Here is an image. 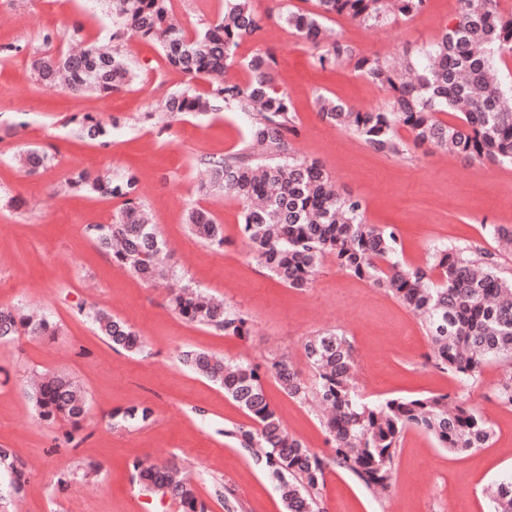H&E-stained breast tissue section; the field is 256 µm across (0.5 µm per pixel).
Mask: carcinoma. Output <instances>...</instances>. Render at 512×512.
<instances>
[{
    "instance_id": "cac0c4a2",
    "label": "carcinoma",
    "mask_w": 512,
    "mask_h": 512,
    "mask_svg": "<svg viewBox=\"0 0 512 512\" xmlns=\"http://www.w3.org/2000/svg\"><path fill=\"white\" fill-rule=\"evenodd\" d=\"M312 10L288 9L281 20L314 46L324 44L315 63L322 68L343 62L388 93L386 104L358 110L320 95L319 117L350 130L376 151L400 156L405 144L399 129L416 144L451 147L465 159L512 167V89L490 80L497 60L512 55V13L500 0H457L456 22L422 55L400 62L378 54L360 55L339 37H327L324 21L343 17L367 27H381L393 17L420 13L427 0H314ZM112 23L158 46L167 63L191 77L221 73L235 64L241 42L257 37L264 20L251 0H225L224 13L190 37L170 14L169 0H112ZM35 81L45 87L64 86L73 94L109 95L133 80V73L115 52L92 42L58 57L35 55L30 62ZM275 59L257 53L248 63L245 82L226 79L207 94L192 88L168 97L163 109L172 116L205 115L222 103L247 112L251 123L243 147L222 157H205V193L226 192L243 204L240 234L254 260L289 288L309 284L320 260L333 258L345 272L390 294L423 316L432 344L427 362L462 380L476 378L491 362L512 368V279L500 275L490 255L479 248L436 245L425 265L411 267L397 256L399 238L393 226L369 224L362 201L333 189L328 173L316 162L291 154L289 141L299 135L285 93L274 83ZM81 137L105 139L109 130L85 114L78 122ZM28 171L46 167L51 158L30 148L13 157ZM64 191L85 190L118 199L120 208L109 224L88 227L91 241L112 257L120 269L151 283L170 282V304L188 323L226 335L248 334L241 312L219 303L185 280L175 265L157 226L146 218L139 179L128 171L112 176L81 171L61 185ZM190 234L216 249L228 244L224 228L200 207L188 209ZM97 332L112 347L142 353L139 333L108 311L91 313ZM59 324L50 313L33 315L22 306L0 307V345L20 336L53 338ZM305 377L282 358L262 369L247 361H230L197 350L181 352L189 370L224 389L249 422L224 430L238 447L250 453L277 480L285 512H325L326 468L334 464L366 487L386 493L404 433L417 429L431 435L451 453L475 451L492 439L489 421L463 405L449 406L446 395L394 397L367 401L355 382L352 343L324 331L306 339ZM272 376L280 390L302 404H318L328 414L321 419L328 456L307 449L284 428L264 387ZM29 400L39 419H63L74 433L81 430L89 402L85 390L64 374L31 384ZM498 402L512 408V372L496 388ZM153 411L134 405L109 418L122 426L147 423ZM140 484L179 501L181 512H207L197 488L182 477L178 465L134 464ZM11 473L9 494L21 495L28 483L10 452L0 448V472ZM492 512H512V477L500 479L490 495Z\"/></svg>"
}]
</instances>
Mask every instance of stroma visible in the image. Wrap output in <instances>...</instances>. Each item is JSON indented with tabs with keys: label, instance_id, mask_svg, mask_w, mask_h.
Returning <instances> with one entry per match:
<instances>
[{
	"label": "stroma",
	"instance_id": "obj_1",
	"mask_svg": "<svg viewBox=\"0 0 512 512\" xmlns=\"http://www.w3.org/2000/svg\"><path fill=\"white\" fill-rule=\"evenodd\" d=\"M170 6L192 33L223 13L224 0H170ZM312 6V0H253L265 27L240 45L239 64L227 78L246 80L243 63L256 52L274 56L276 85L299 123L295 154L318 161L339 190L361 198L368 223L397 228L400 260L417 266L434 246L471 245L494 253L500 274L511 278L512 250L499 249L489 230L512 228V170L411 143L394 157L323 122L317 96L371 110L382 107L387 94L352 63L314 65L315 48L280 19L287 9ZM456 15V0H428L419 14L381 27L336 16L329 25L358 53L397 59L427 48ZM74 35L117 47L137 75L133 85L97 97L35 82L33 52L60 54ZM8 44L20 51L0 56V306L39 307L55 317L60 331L52 340L0 346V448L11 449L29 473L24 495L0 501V512H181L171 498L139 485L133 465L140 459L176 460L193 474L208 512H224L226 489L245 512H283L268 473L224 434L227 426L245 422V414L178 355L198 349L263 367L282 355L302 369L304 340L328 330L351 340L367 400L446 394L482 413L494 437L487 447L457 455L426 433L408 430L389 495L378 497L348 471L332 467L325 472L326 512H491L487 487L512 474V409L495 397L505 365L489 364L470 380L433 368L419 319L332 261H323L304 289L286 287L258 265L240 236V201L199 190L205 179L199 159L241 148L247 115L220 109L169 117L162 108L168 96L188 87L209 92V80L170 67L156 45L115 33L105 0H0V46ZM87 113L110 125L106 143L79 137L77 120ZM25 147L46 152L51 165L34 174L17 168L11 158ZM82 170L135 171L178 269L242 311L248 336L184 322L170 310L165 284H144L98 251L85 227L110 223L121 202L62 191L61 183ZM191 206L211 211L223 224L229 240L224 251L189 234L184 215ZM93 308L132 325L146 353L113 350L88 317ZM33 371L63 372L84 387L90 412L73 442L65 440L66 422L45 423L32 410L26 381ZM265 389L288 431L311 451L329 455L316 413L288 398L274 379H266ZM134 404L150 406L151 421L112 427L109 412ZM65 470L72 478L60 491L56 482Z\"/></svg>",
	"mask_w": 512,
	"mask_h": 512
}]
</instances>
